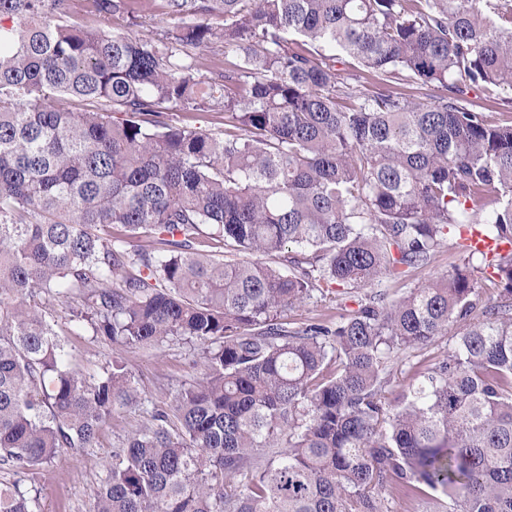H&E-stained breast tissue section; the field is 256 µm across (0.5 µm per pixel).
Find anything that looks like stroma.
I'll use <instances>...</instances> for the list:
<instances>
[{
  "label": "stroma",
  "mask_w": 512,
  "mask_h": 512,
  "mask_svg": "<svg viewBox=\"0 0 512 512\" xmlns=\"http://www.w3.org/2000/svg\"><path fill=\"white\" fill-rule=\"evenodd\" d=\"M466 99L473 109L491 115L496 121H512V88L478 87L468 90ZM459 258L458 249L448 246L437 254L430 267L403 279L383 277L380 288L388 299L400 298L409 287L452 272ZM67 342L72 353L71 365L79 375L98 374L109 360L121 361L140 396L153 405L167 406L175 390L197 376L194 362L199 359V352L179 341L128 348L83 332L68 337ZM454 343V336H441L430 345L410 349L394 361L389 393H398L416 372L446 355ZM144 419L142 411L133 406L115 410L101 432L98 447L65 450L51 463L22 475L0 468V481L18 479L32 487L37 494V512H88L92 490L106 474L105 464L113 446Z\"/></svg>",
  "instance_id": "35a3bbf8"
}]
</instances>
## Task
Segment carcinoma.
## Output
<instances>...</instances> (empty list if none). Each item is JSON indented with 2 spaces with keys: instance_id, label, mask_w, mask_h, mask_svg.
<instances>
[{
  "instance_id": "cac0c4a2",
  "label": "carcinoma",
  "mask_w": 512,
  "mask_h": 512,
  "mask_svg": "<svg viewBox=\"0 0 512 512\" xmlns=\"http://www.w3.org/2000/svg\"><path fill=\"white\" fill-rule=\"evenodd\" d=\"M154 1L174 25L133 33ZM90 2L96 28L70 24L73 0H0V466L95 448L141 404L120 362L71 369L52 311L78 297L75 335L202 349L113 448L89 512H383L426 488L512 512V250L462 243L450 274L374 290L463 227L512 244V121L464 98L512 87V0ZM175 112H222L224 131ZM332 285L370 292L284 318ZM450 333L386 401L391 362ZM258 448L275 449L260 467ZM35 505L0 482V512ZM325 291L321 295L316 293L315 296L300 305L288 309L284 315L288 317V320L295 321L297 323L304 322L305 320L316 318V317H330L335 318L340 312H342L336 305V292Z\"/></svg>"
}]
</instances>
